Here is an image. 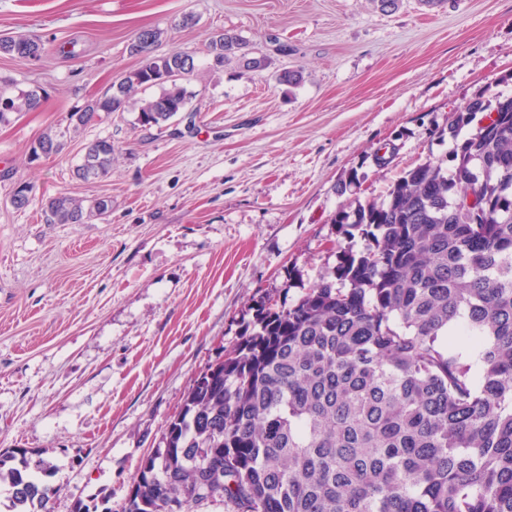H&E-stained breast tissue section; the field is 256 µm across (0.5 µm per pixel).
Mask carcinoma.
I'll list each match as a JSON object with an SVG mask.
<instances>
[{
  "instance_id": "carcinoma-1",
  "label": "carcinoma",
  "mask_w": 512,
  "mask_h": 512,
  "mask_svg": "<svg viewBox=\"0 0 512 512\" xmlns=\"http://www.w3.org/2000/svg\"><path fill=\"white\" fill-rule=\"evenodd\" d=\"M162 32L140 30L130 51L143 65L111 87L129 104L142 87L138 121L162 126L187 108L178 80L155 81L193 55H151ZM207 51L215 64L267 66L224 31ZM0 53L38 59L42 44L0 38ZM0 124L38 108V90L0 86ZM99 97L70 113L84 127L108 113ZM478 122L452 163L427 160L398 178L380 203L336 214L337 233L361 250L294 302L271 299L211 379L194 380L184 411L134 476L124 512H512V97L480 95L448 117V135ZM69 129L41 136L44 156ZM108 139L90 143L75 174L107 177ZM111 201L66 194L48 202L55 224L105 215ZM29 450L0 452L10 512H52L60 488ZM205 487L209 496L201 498Z\"/></svg>"
}]
</instances>
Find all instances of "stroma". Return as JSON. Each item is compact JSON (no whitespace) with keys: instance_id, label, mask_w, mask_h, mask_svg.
<instances>
[{"instance_id":"1","label":"stroma","mask_w":512,"mask_h":512,"mask_svg":"<svg viewBox=\"0 0 512 512\" xmlns=\"http://www.w3.org/2000/svg\"><path fill=\"white\" fill-rule=\"evenodd\" d=\"M144 28L162 33L155 55L194 56L187 111L158 128L132 105L30 162L38 137L141 66L130 46ZM224 30L267 68L214 67L205 45ZM14 35L44 52L0 54V79L45 96L0 124V175L35 187L17 209L0 178V450L50 464L53 512L78 499L123 512L142 459L256 304L294 301L333 269L339 208L447 160L448 117L474 96H512V0H402L392 14L368 0H0V36ZM285 70L302 82L280 83ZM99 138L110 175L77 179ZM62 193L112 209L54 224L45 202Z\"/></svg>"}]
</instances>
